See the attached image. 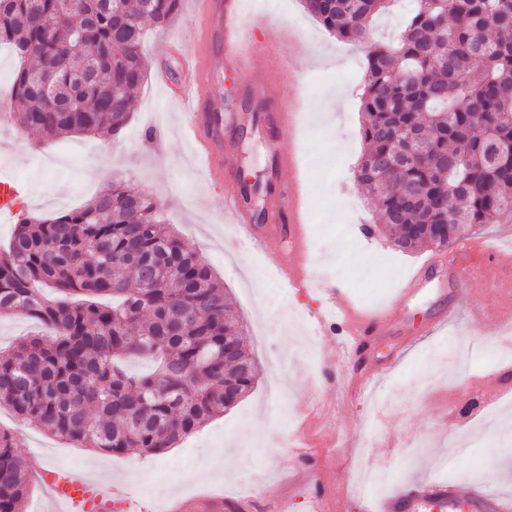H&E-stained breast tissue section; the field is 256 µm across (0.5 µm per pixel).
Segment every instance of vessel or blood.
<instances>
[{"label": "vessel or blood", "instance_id": "1", "mask_svg": "<svg viewBox=\"0 0 512 512\" xmlns=\"http://www.w3.org/2000/svg\"><path fill=\"white\" fill-rule=\"evenodd\" d=\"M193 5L200 17L199 49L185 63V88L175 97L183 105L184 130L194 157L204 179L224 180L225 210L231 213L242 240L260 251L279 252L284 281L292 288L305 287V268L290 259L291 254L304 252L307 246L306 195L302 177L295 174V155L283 151L279 140L269 145L278 169L287 172L288 177L280 181L277 192L267 201L263 221L268 231H258L247 216L249 202L243 188L224 179V145L205 111V95L216 67H224L226 74L246 89H255L258 73L251 65L254 58H264L278 72L288 71V37L270 28L264 43L255 42L244 24L241 0H193ZM332 305L342 316L352 341H359L368 328L380 323L379 318L354 309L343 293L334 294ZM30 463L33 479L55 502L58 512H142L139 498L115 499L109 484L94 480L83 468L51 466L38 457L31 458ZM429 504L440 512H454L460 504L470 512H512L511 496L498 492L468 494L457 484L429 476L418 478L405 495L378 503L368 501L364 508L366 512H419ZM223 508L220 497L189 498L176 502L173 512H222Z\"/></svg>", "mask_w": 512, "mask_h": 512}]
</instances>
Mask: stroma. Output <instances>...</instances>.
I'll list each match as a JSON object with an SVG mask.
<instances>
[{"label": "stroma", "instance_id": "35a3bbf8", "mask_svg": "<svg viewBox=\"0 0 512 512\" xmlns=\"http://www.w3.org/2000/svg\"><path fill=\"white\" fill-rule=\"evenodd\" d=\"M256 35L283 29L297 60L288 75L266 70L267 115L281 99L300 104L299 123L280 133L308 179V252L311 283L283 288L278 254L238 255L228 244L224 188L205 181L192 147L179 133L180 106L167 81H180L199 42V21L189 0L165 26L148 27L141 46L148 80L136 93L129 125L103 138L74 134L57 140L23 132L9 115L16 58L0 49V183L24 187L16 208L46 216L89 203L109 184L124 182L149 195L182 241L202 256L224 285L257 366L250 392L223 414L160 454L136 449L93 454L75 448L11 412L0 426L15 430L22 456L39 451L52 465L88 467L99 456L100 480L115 497L129 494L166 504L200 495L236 494L246 512H352L362 494L354 476L363 461L389 469V497L407 491L423 473L441 474L463 490L512 492V471L497 476L498 418L512 411V362L489 350L502 334L494 318L478 319L471 298L496 309L499 287L512 285V227L482 224L459 242L401 252L374 222L355 167L363 152L360 94L365 53L329 34L301 0H242ZM208 95L225 120L224 176L273 179L266 119L254 120L247 89L216 73ZM485 249L484 273L458 289L452 258L460 243ZM416 292L405 300L366 351L350 348L343 322L311 315L332 288L349 290L352 304L375 314L396 297L413 273ZM341 358H332L334 350ZM483 437V447L444 467L448 434Z\"/></svg>", "mask_w": 512, "mask_h": 512}]
</instances>
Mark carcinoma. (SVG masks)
<instances>
[{"label":"carcinoma","instance_id":"cac0c4a2","mask_svg":"<svg viewBox=\"0 0 512 512\" xmlns=\"http://www.w3.org/2000/svg\"><path fill=\"white\" fill-rule=\"evenodd\" d=\"M391 0H303L337 39L366 42ZM367 53L364 152L355 178L402 251L460 227L512 223V0H415ZM180 0H0V45L18 59L11 115L45 138L114 136L147 80L145 22ZM66 49L68 60L53 59ZM51 331L0 351V410L65 443L123 454L171 448L255 382L240 316L158 204L114 182L84 207L20 215L0 251V316ZM153 371L132 375L124 362ZM0 427V512L30 488Z\"/></svg>","mask_w":512,"mask_h":512}]
</instances>
